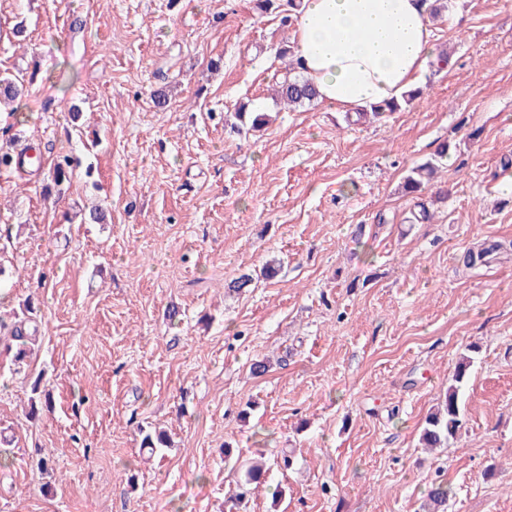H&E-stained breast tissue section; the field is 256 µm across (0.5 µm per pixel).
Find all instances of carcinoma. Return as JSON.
<instances>
[{
  "instance_id": "cac0c4a2",
  "label": "carcinoma",
  "mask_w": 512,
  "mask_h": 512,
  "mask_svg": "<svg viewBox=\"0 0 512 512\" xmlns=\"http://www.w3.org/2000/svg\"><path fill=\"white\" fill-rule=\"evenodd\" d=\"M279 100L290 108L302 107L314 102L318 92L314 85L296 71L294 60H289L288 74L278 82L275 89ZM25 94L24 85L8 79L0 80V96L13 101L22 99ZM423 95V90L416 89L403 95L399 100L371 104L359 109L348 118L356 121L383 118L388 113L397 112L410 105ZM236 122L232 128L247 125L252 131L261 130L267 123L263 112H255L242 105L235 112ZM436 173L433 161H428L415 169L407 176L404 182L406 193L414 195L421 190L423 182L432 178ZM72 174V160L68 155H60L49 170L48 180L56 189V194L64 192L65 185L70 181ZM499 250L497 245H487L478 250L467 248L459 255V263L467 270H475L491 263L494 253ZM7 331L8 336H0V341H9L8 348L15 349L14 371L20 372L28 358L39 349L40 336H38V307L34 300L29 299L23 304L21 314L14 315V321L8 323L0 317V331ZM473 357L464 355L456 365L452 382L448 385L441 408L426 419V427L422 435V444L425 448H438L449 440L457 437L463 425L461 413V396L468 381L469 369ZM143 446L156 453L170 446V439L163 431L148 432L143 437ZM451 488L445 484H438L428 493L429 512H448V499Z\"/></svg>"
}]
</instances>
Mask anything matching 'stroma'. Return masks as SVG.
Returning a JSON list of instances; mask_svg holds the SVG:
<instances>
[{
	"label": "stroma",
	"instance_id": "1",
	"mask_svg": "<svg viewBox=\"0 0 512 512\" xmlns=\"http://www.w3.org/2000/svg\"><path fill=\"white\" fill-rule=\"evenodd\" d=\"M433 29L447 69L351 125L275 99L293 28L256 0H0V78L29 89L22 119L0 103V146L42 152L0 168V315L40 297L29 371L55 401L30 421L0 351V512H422L442 481L448 512H512V0H448ZM243 103L268 125L231 132ZM419 202L432 223H411ZM96 204L108 223L85 222ZM472 345L460 435L422 448ZM143 426L172 447L142 453ZM259 457L266 483L245 484ZM72 164L70 156L60 155L49 170L47 179L53 185V188L56 189L57 195H61L64 192L65 185L70 181ZM433 161L435 159L427 161L417 169H415L411 175L407 176L404 182V189L406 194H417L423 185L424 180H429L436 173V166ZM499 249L498 245H487L478 250L467 248L461 252L458 260L466 270H475L488 266L491 263L493 254Z\"/></svg>",
	"mask_w": 512,
	"mask_h": 512
}]
</instances>
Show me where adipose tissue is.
<instances>
[{
	"mask_svg": "<svg viewBox=\"0 0 512 512\" xmlns=\"http://www.w3.org/2000/svg\"><path fill=\"white\" fill-rule=\"evenodd\" d=\"M293 43L321 102L350 112L401 97L436 57L423 0H297Z\"/></svg>",
	"mask_w": 512,
	"mask_h": 512,
	"instance_id": "obj_1",
	"label": "adipose tissue"
}]
</instances>
